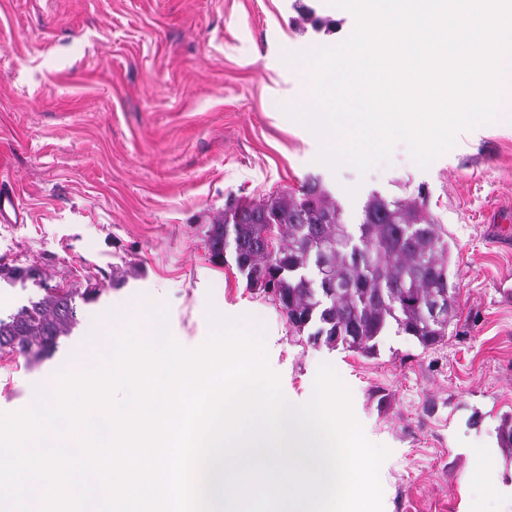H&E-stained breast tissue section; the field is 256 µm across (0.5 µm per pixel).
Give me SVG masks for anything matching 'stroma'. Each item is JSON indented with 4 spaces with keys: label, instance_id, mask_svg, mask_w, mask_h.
Listing matches in <instances>:
<instances>
[{
    "label": "stroma",
    "instance_id": "35a3bbf8",
    "mask_svg": "<svg viewBox=\"0 0 512 512\" xmlns=\"http://www.w3.org/2000/svg\"><path fill=\"white\" fill-rule=\"evenodd\" d=\"M354 27L327 0H0V185L24 216L0 223V265L103 290L50 358L0 357V412L29 405L90 315L153 293L194 349L211 300L265 320L267 366L292 402L310 399L321 363L334 366L364 435L389 451L384 512H512L497 436L512 416V121L460 132L425 170L399 143L367 175L332 173L281 110L308 81L280 52L337 45ZM312 182L348 224L372 195L425 189L451 246L446 342L425 349L390 330L370 358L312 344L234 263L213 260L209 229L227 202L298 198Z\"/></svg>",
    "mask_w": 512,
    "mask_h": 512
}]
</instances>
